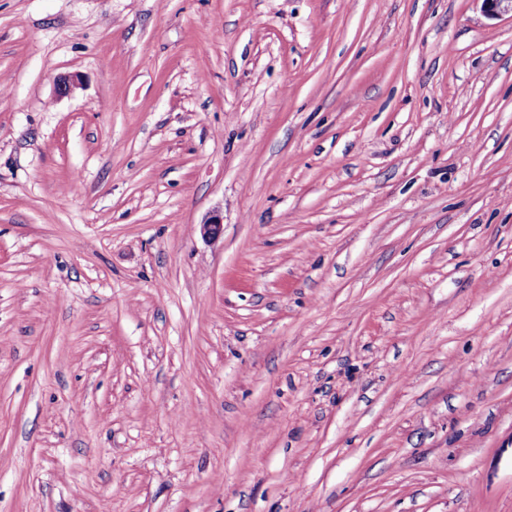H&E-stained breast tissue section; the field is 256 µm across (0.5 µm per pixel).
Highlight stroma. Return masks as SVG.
Masks as SVG:
<instances>
[{"mask_svg":"<svg viewBox=\"0 0 512 512\" xmlns=\"http://www.w3.org/2000/svg\"><path fill=\"white\" fill-rule=\"evenodd\" d=\"M0 512H512V16L0 0Z\"/></svg>","mask_w":512,"mask_h":512,"instance_id":"obj_1","label":"stroma"}]
</instances>
